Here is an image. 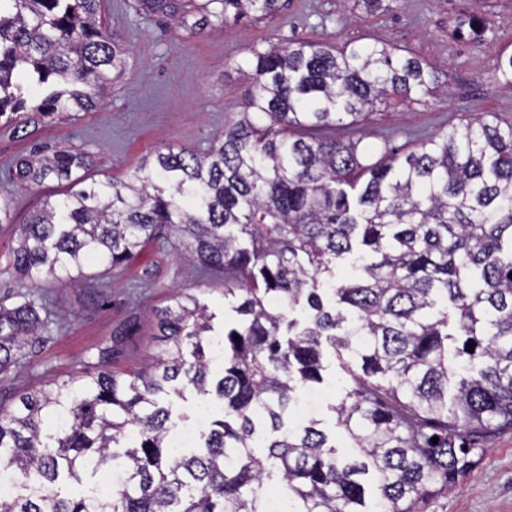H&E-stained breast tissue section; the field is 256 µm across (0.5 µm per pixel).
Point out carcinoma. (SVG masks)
<instances>
[{"mask_svg": "<svg viewBox=\"0 0 512 512\" xmlns=\"http://www.w3.org/2000/svg\"><path fill=\"white\" fill-rule=\"evenodd\" d=\"M198 34L279 0H137ZM101 0H0V117L24 124L101 102L128 49ZM248 111L203 154L169 148L120 180H89V155L35 152L17 184H66L18 225L13 269L84 282L93 261L131 263L162 229L224 289V370L211 377L213 314L185 292L156 311L163 347L134 373L110 351L62 382L0 407V467L39 490L0 512H266L276 468L288 512H426L512 430V121L468 114L404 153L373 159L375 104L429 96L436 73L380 43L295 41L250 50ZM353 136H336V125ZM352 271L338 278L337 263ZM48 330L33 300L0 306V374ZM346 376L330 405L342 455L301 396L325 381L323 343ZM473 351H468V346ZM213 396L222 415L195 450L172 453L174 400ZM69 417L66 427L48 421ZM438 442H431L432 438ZM266 454L258 455L257 442ZM103 474L112 503L90 494Z\"/></svg>", "mask_w": 512, "mask_h": 512, "instance_id": "cac0c4a2", "label": "carcinoma"}]
</instances>
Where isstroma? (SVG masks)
Masks as SVG:
<instances>
[{
    "label": "stroma",
    "instance_id": "stroma-1",
    "mask_svg": "<svg viewBox=\"0 0 512 512\" xmlns=\"http://www.w3.org/2000/svg\"><path fill=\"white\" fill-rule=\"evenodd\" d=\"M102 14L129 49L104 103L34 127L0 118V203L9 206L8 219L0 221V305L32 299L49 319L48 331L26 345L21 363L0 375L5 407L32 386L69 379L96 363L103 348L112 350V369L141 368L160 350L155 312L169 304L174 289L197 296L214 313L215 329L224 327L221 285L181 259L166 231L131 265L86 283L64 287L18 278L12 267L18 225L65 190L54 181L8 183L18 158L76 147L92 156L91 174L99 180L124 178L167 147L204 152L225 123L247 109L243 64L250 49L294 40L338 47L383 42L435 70L430 96L369 114V141L377 150L405 152L415 136L458 124L468 112L512 119V89L496 68L498 56L512 53V0H395L391 11L374 15L361 0H282L275 18L195 35L140 14L136 0H104ZM485 446L477 467L454 491L432 500L427 512H512V430Z\"/></svg>",
    "mask_w": 512,
    "mask_h": 512
}]
</instances>
